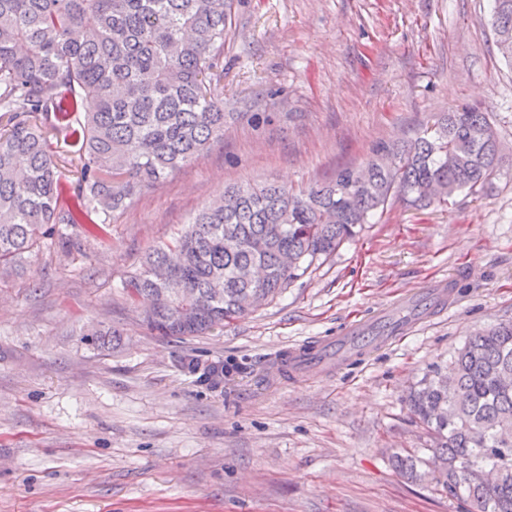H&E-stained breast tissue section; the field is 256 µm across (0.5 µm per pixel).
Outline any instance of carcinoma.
<instances>
[{"label": "carcinoma", "instance_id": "1", "mask_svg": "<svg viewBox=\"0 0 512 512\" xmlns=\"http://www.w3.org/2000/svg\"><path fill=\"white\" fill-rule=\"evenodd\" d=\"M232 0H0V271L62 226L123 211L224 138V29ZM491 26L512 64V0H492ZM95 108L83 112L84 102ZM401 147L381 146L365 166L344 167L298 191L274 182L224 190L168 244L153 247L123 283L150 303L143 324L193 338L272 302L394 198L449 203L484 188L499 161L489 113L465 105ZM79 145L61 157L53 142ZM76 169L62 180L60 163ZM69 197L62 208L59 201ZM512 321L476 333L451 375L432 368L408 395L433 442L439 491L478 512H512ZM398 471L423 477L418 453Z\"/></svg>", "mask_w": 512, "mask_h": 512}]
</instances>
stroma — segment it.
Here are the masks:
<instances>
[{"label":"stroma","instance_id":"obj_1","mask_svg":"<svg viewBox=\"0 0 512 512\" xmlns=\"http://www.w3.org/2000/svg\"><path fill=\"white\" fill-rule=\"evenodd\" d=\"M489 12L490 0H234L223 139L111 216L103 241L68 228L0 278V512H475L389 456L426 445L409 386L512 320V66ZM464 104L486 109L500 140L484 189L392 201L271 304L205 336L142 326L123 282L226 186L327 181ZM440 279L453 305L395 344L333 375L280 373L278 350ZM108 327L119 341L86 340Z\"/></svg>","mask_w":512,"mask_h":512}]
</instances>
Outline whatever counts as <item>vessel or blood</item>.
I'll return each instance as SVG.
<instances>
[{
	"instance_id": "obj_1",
	"label": "vessel or blood",
	"mask_w": 512,
	"mask_h": 512,
	"mask_svg": "<svg viewBox=\"0 0 512 512\" xmlns=\"http://www.w3.org/2000/svg\"><path fill=\"white\" fill-rule=\"evenodd\" d=\"M450 281L441 280L416 294L411 315L400 309L381 310L378 314L383 326L378 335L369 336L363 324L350 325L337 336L314 340L283 351L279 358L281 371L290 375L316 376L337 369L348 362L365 356L371 349L382 347L410 332L419 322L446 302L452 301Z\"/></svg>"
}]
</instances>
